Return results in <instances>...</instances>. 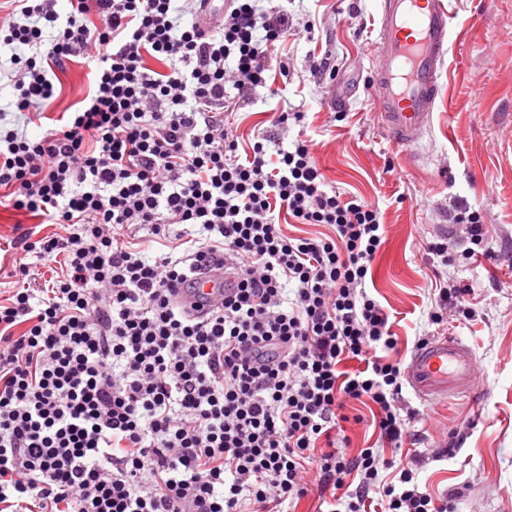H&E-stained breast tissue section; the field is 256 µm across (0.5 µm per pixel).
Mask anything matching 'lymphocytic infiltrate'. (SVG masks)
<instances>
[{
	"instance_id": "f902f5d3",
	"label": "lymphocytic infiltrate",
	"mask_w": 512,
	"mask_h": 512,
	"mask_svg": "<svg viewBox=\"0 0 512 512\" xmlns=\"http://www.w3.org/2000/svg\"><path fill=\"white\" fill-rule=\"evenodd\" d=\"M13 106L41 120L73 58L88 88L39 136L0 131V207L60 224L24 235L0 299V512H456L412 463L348 455L355 404L401 447L416 414L389 314L366 280L379 208L327 190L311 144L239 149L231 117L267 83L288 15L258 0H9ZM161 69H154V62ZM294 223L321 235L287 233ZM486 252L482 211L448 214ZM183 225L180 234L172 225ZM147 230L164 251L147 258ZM60 259L41 279L29 257ZM230 266L195 313L188 278ZM440 286L429 317L475 315ZM358 361V370H344Z\"/></svg>"
}]
</instances>
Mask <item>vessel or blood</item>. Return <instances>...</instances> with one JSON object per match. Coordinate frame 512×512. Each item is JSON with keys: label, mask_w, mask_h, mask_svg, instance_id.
Returning a JSON list of instances; mask_svg holds the SVG:
<instances>
[{"label": "vessel or blood", "mask_w": 512, "mask_h": 512, "mask_svg": "<svg viewBox=\"0 0 512 512\" xmlns=\"http://www.w3.org/2000/svg\"><path fill=\"white\" fill-rule=\"evenodd\" d=\"M377 28L371 42L372 104L382 127L403 148L418 143L438 109L441 77L455 33L450 0H377ZM226 274L194 276L184 302L222 295ZM476 356L453 335L431 337L411 354L405 376L419 398L445 399L474 393Z\"/></svg>", "instance_id": "obj_1"}]
</instances>
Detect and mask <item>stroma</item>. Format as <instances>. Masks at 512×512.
Masks as SVG:
<instances>
[{"mask_svg":"<svg viewBox=\"0 0 512 512\" xmlns=\"http://www.w3.org/2000/svg\"><path fill=\"white\" fill-rule=\"evenodd\" d=\"M453 2L467 24L448 53L457 78L431 131L414 147L393 144L371 105L374 0H261L268 14L287 11L293 33L274 52L266 86L234 123L244 145L263 134L288 147L305 135L330 189L378 205L386 243L372 265L371 286L390 315L402 358L419 337L444 333L429 319L436 281L472 289L477 313L454 333L476 352L477 395L424 402L404 389L405 407L418 412L411 429L419 440L395 455L417 464L433 496H454L458 512H512V0ZM309 21L312 34H302ZM326 53L333 75H311L310 56ZM281 60L292 73L286 82ZM282 111L304 119L287 129L273 126V113ZM338 112L345 120H335ZM458 204L483 212L496 257H459L439 271L420 244L441 236ZM453 431L460 447L452 457L433 458Z\"/></svg>","mask_w":512,"mask_h":512,"instance_id":"35a3bbf8","label":"stroma"}]
</instances>
